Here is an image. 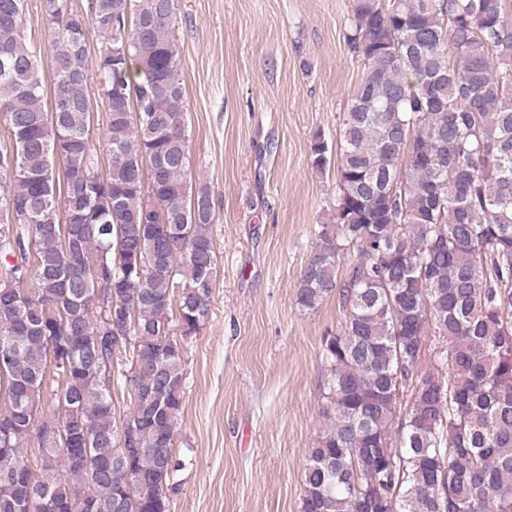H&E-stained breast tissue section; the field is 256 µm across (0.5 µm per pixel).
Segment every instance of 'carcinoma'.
<instances>
[{"label": "carcinoma", "mask_w": 512, "mask_h": 512, "mask_svg": "<svg viewBox=\"0 0 512 512\" xmlns=\"http://www.w3.org/2000/svg\"><path fill=\"white\" fill-rule=\"evenodd\" d=\"M506 0H355L362 76L344 113L336 208L296 305L339 290L323 340L326 427L301 512H512V9ZM26 0H0V512H172L184 398L180 340L209 318L216 211L190 184L176 0H40L54 107ZM100 39L90 69V32ZM108 114L100 169L88 87ZM316 134L312 163H330ZM358 260L337 281L341 256ZM135 344L113 349L96 287ZM436 343L421 371L423 346ZM56 388L43 395L47 373ZM124 390L128 411L112 396ZM410 414L394 428L400 395ZM65 414L67 441L36 412ZM36 442L39 457L22 449ZM26 8V34L28 39L37 47H41V61L45 78L43 106L46 112L51 110L54 95L52 73V49L46 37L44 20L39 7V0H29Z\"/></svg>", "instance_id": "obj_1"}]
</instances>
